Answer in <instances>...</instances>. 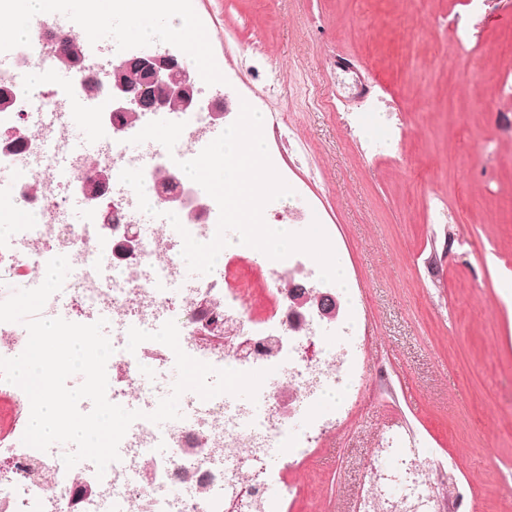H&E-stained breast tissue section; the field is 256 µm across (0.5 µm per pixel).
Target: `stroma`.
<instances>
[{"instance_id": "35a3bbf8", "label": "stroma", "mask_w": 512, "mask_h": 512, "mask_svg": "<svg viewBox=\"0 0 512 512\" xmlns=\"http://www.w3.org/2000/svg\"><path fill=\"white\" fill-rule=\"evenodd\" d=\"M204 34L202 67L246 74L249 103L272 128L280 177L299 196L290 218L318 219L342 258L334 293L356 309L361 368L335 430L284 472L279 512H358L367 463L391 434L416 440L447 512H512V0H489L478 42L453 51L448 0H185ZM346 59L365 96L342 98ZM286 88L271 89L273 75ZM392 113L383 156L359 134L366 103ZM247 273L226 297L261 330L284 300L254 250L223 252Z\"/></svg>"}]
</instances>
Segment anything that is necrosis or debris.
Listing matches in <instances>:
<instances>
[{"mask_svg": "<svg viewBox=\"0 0 512 512\" xmlns=\"http://www.w3.org/2000/svg\"><path fill=\"white\" fill-rule=\"evenodd\" d=\"M61 39L51 26L36 35L15 40L18 57L27 59L44 87L39 107L53 111L61 101L55 88L54 49ZM186 127L173 152L153 160L127 151L126 130L112 111L86 112L73 102L65 124L55 127L36 120L17 135L16 147L0 149V205L25 211L24 224L0 226V300L14 290L33 287L44 279L48 261L67 256L71 271L60 292L53 294L42 314L47 318L90 324L107 319L114 348L106 365L107 397L129 410L142 411L119 445L120 459L104 476L90 461L65 469L62 449L40 451L21 439L0 448V512H275L279 498L269 481L268 454L279 449L282 463L317 447L333 427L332 416L318 412L325 397L348 393L349 372L359 367V343L351 325L339 327L340 341L317 349L306 342L315 334L313 322H294L282 315L276 324L281 350L254 349L255 363L274 369L268 386L245 407L226 406L223 397L202 400L191 391L180 398L182 419L161 425L147 420L166 391L156 380L157 366L148 361L146 345L128 352L130 327L155 331L175 320L179 339L190 346L191 357L217 368H235L239 357L235 334L224 304L222 282L201 281L185 287L183 240L171 223L139 224L136 194L121 197L108 191L90 207L84 221L63 218L79 195L80 183L103 167L112 176L126 168L142 169L144 190L157 211L169 206L158 191V178L177 175L178 185L193 182L179 172L177 161L190 160L212 125L211 113H186ZM98 128L109 141L106 155L91 156L76 146L86 127ZM117 213L119 228L111 238L100 233L103 214ZM136 224L139 246L135 255L116 260L112 246L120 228ZM288 386L295 401L314 410L311 428H293L279 408V388ZM416 450L386 451L374 458L375 479L397 482L391 512H432L434 500L424 479H398V467L413 471Z\"/></svg>", "mask_w": 512, "mask_h": 512, "instance_id": "obj_1", "label": "necrosis or debris"}]
</instances>
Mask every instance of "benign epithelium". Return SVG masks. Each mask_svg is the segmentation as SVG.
Instances as JSON below:
<instances>
[{"instance_id":"obj_1","label":"benign epithelium","mask_w":512,"mask_h":512,"mask_svg":"<svg viewBox=\"0 0 512 512\" xmlns=\"http://www.w3.org/2000/svg\"><path fill=\"white\" fill-rule=\"evenodd\" d=\"M127 67L139 71L138 81L124 77V69L113 67L112 75L97 81V92L108 96L112 111L126 113L133 106L141 112H191L198 107L199 92L195 70L179 56L159 50L149 55H138L123 60ZM111 181L108 170L102 169L92 179L81 184L85 199L94 203L109 188ZM167 199L185 210L189 222L200 223L208 210L207 200L190 191L171 193ZM138 233L136 225L127 224L123 238L115 247L118 258L127 260L137 249ZM288 310L299 320L306 316H317L328 322L336 320L339 314V302L330 292L320 291L314 287L302 291L288 289L285 295Z\"/></svg>"}]
</instances>
